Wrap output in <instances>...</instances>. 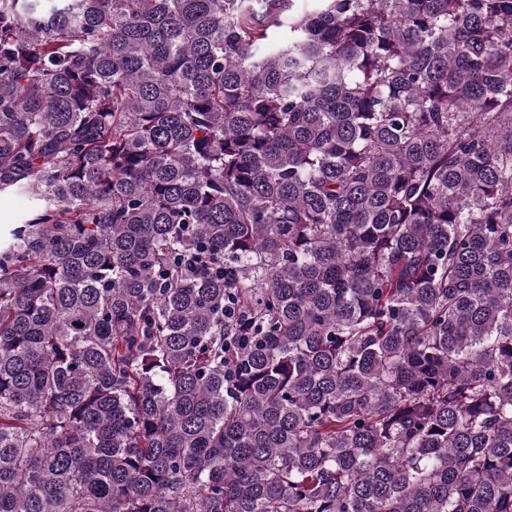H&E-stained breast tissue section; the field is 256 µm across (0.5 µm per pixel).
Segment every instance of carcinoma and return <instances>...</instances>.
<instances>
[{"label":"carcinoma","instance_id":"obj_1","mask_svg":"<svg viewBox=\"0 0 512 512\" xmlns=\"http://www.w3.org/2000/svg\"><path fill=\"white\" fill-rule=\"evenodd\" d=\"M317 2L0 0V512H512V0ZM29 207V200L24 196L0 195V233L16 224L20 217L26 213Z\"/></svg>","mask_w":512,"mask_h":512}]
</instances>
